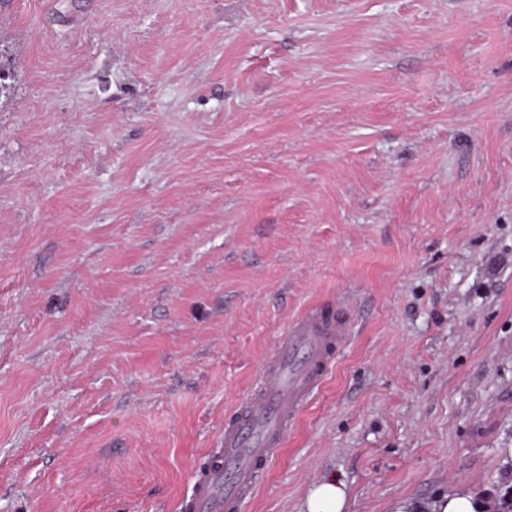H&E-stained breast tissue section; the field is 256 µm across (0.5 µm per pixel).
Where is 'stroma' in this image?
Returning a JSON list of instances; mask_svg holds the SVG:
<instances>
[{
    "label": "stroma",
    "mask_w": 512,
    "mask_h": 512,
    "mask_svg": "<svg viewBox=\"0 0 512 512\" xmlns=\"http://www.w3.org/2000/svg\"><path fill=\"white\" fill-rule=\"evenodd\" d=\"M0 70V512H181L342 293L244 512L512 500V0H0ZM345 484L336 475L320 479L306 498L303 512H343ZM490 509V502L485 495L477 493L466 484H460L447 495L429 502L404 499L393 512H488Z\"/></svg>",
    "instance_id": "1"
}]
</instances>
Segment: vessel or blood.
Listing matches in <instances>:
<instances>
[{
	"mask_svg": "<svg viewBox=\"0 0 512 512\" xmlns=\"http://www.w3.org/2000/svg\"><path fill=\"white\" fill-rule=\"evenodd\" d=\"M355 322V309L344 297L308 308L289 322L255 392L225 422L221 448L196 468L184 512H242L262 466L325 381Z\"/></svg>",
	"mask_w": 512,
	"mask_h": 512,
	"instance_id": "1",
	"label": "vessel or blood"
}]
</instances>
